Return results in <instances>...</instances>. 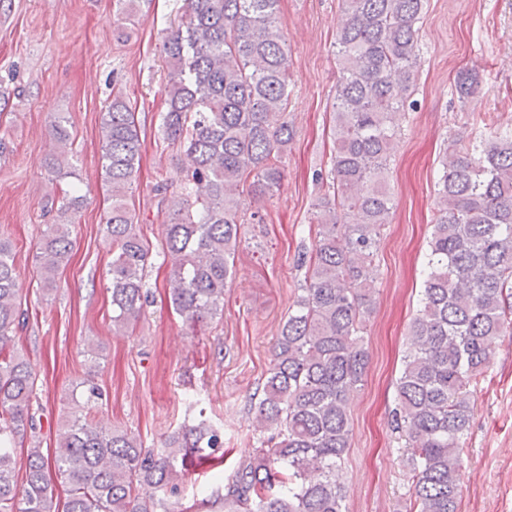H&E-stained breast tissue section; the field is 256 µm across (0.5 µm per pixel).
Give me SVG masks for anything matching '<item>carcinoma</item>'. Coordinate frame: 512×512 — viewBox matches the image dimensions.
I'll return each instance as SVG.
<instances>
[{"instance_id": "carcinoma-1", "label": "carcinoma", "mask_w": 512, "mask_h": 512, "mask_svg": "<svg viewBox=\"0 0 512 512\" xmlns=\"http://www.w3.org/2000/svg\"><path fill=\"white\" fill-rule=\"evenodd\" d=\"M279 2L185 0L180 23L163 42L169 83L161 142L185 149L193 163L180 192L167 199L165 185L157 191L167 203L161 232L169 298L190 323L223 314L244 223L241 186L260 198L283 176L293 137L285 120L292 74ZM341 2L336 150L311 218L315 245L300 261L308 265L302 295L281 326L255 405L260 446L216 493L224 512H345L347 489L336 472L351 447L348 405L368 362L361 330L373 313L377 236L392 209L385 172L417 74L415 26L426 0ZM477 84V73L459 72L458 100ZM102 125V168L112 194L105 217L112 330L123 335L147 306L152 254L128 204L141 140L123 94H112ZM72 168L66 150L52 159L58 178L73 175ZM437 195L394 412L411 472L406 512H460L474 393L492 344L512 335V128L448 146ZM79 205L77 198L63 205L64 223L46 225L38 242L44 294L69 261V213ZM20 292L13 244L0 239V512H182L168 497L176 462L209 458L224 434L203 420L147 450L140 434L90 418L100 392L83 381L71 391L56 448L26 449L19 477L15 442L35 430L29 406L36 380L15 346L26 321ZM55 477L65 487L62 500ZM145 485L154 493L143 495Z\"/></svg>"}]
</instances>
